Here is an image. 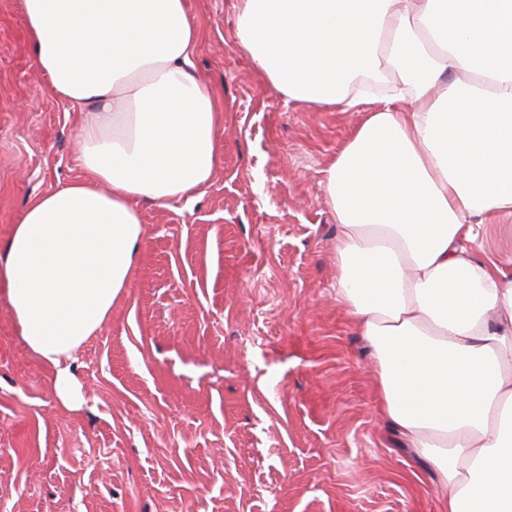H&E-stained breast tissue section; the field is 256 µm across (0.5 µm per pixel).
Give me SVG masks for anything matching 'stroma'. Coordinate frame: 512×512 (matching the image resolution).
Returning <instances> with one entry per match:
<instances>
[{
	"label": "stroma",
	"mask_w": 512,
	"mask_h": 512,
	"mask_svg": "<svg viewBox=\"0 0 512 512\" xmlns=\"http://www.w3.org/2000/svg\"><path fill=\"white\" fill-rule=\"evenodd\" d=\"M187 4L219 168L191 200L140 204L130 286L72 364L79 408L0 297V512H439L333 291L323 171L379 104L286 101L234 50V0ZM82 120L35 66L20 0H0V245L84 179Z\"/></svg>",
	"instance_id": "35a3bbf8"
}]
</instances>
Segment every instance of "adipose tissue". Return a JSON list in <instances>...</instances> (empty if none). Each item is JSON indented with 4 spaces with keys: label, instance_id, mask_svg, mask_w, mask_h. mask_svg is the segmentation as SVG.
<instances>
[{
    "label": "adipose tissue",
    "instance_id": "adipose-tissue-1",
    "mask_svg": "<svg viewBox=\"0 0 512 512\" xmlns=\"http://www.w3.org/2000/svg\"><path fill=\"white\" fill-rule=\"evenodd\" d=\"M49 91L84 112L87 180L32 202L0 248V292L78 402L71 361L130 284L139 203L213 177L214 89L186 0H21ZM234 49L289 102L349 107L395 70L323 172L334 291L373 348L381 408L431 465L440 512H512V267L475 249L512 223V0H236ZM387 52H380V43ZM430 101L408 111L407 99Z\"/></svg>",
    "mask_w": 512,
    "mask_h": 512
}]
</instances>
